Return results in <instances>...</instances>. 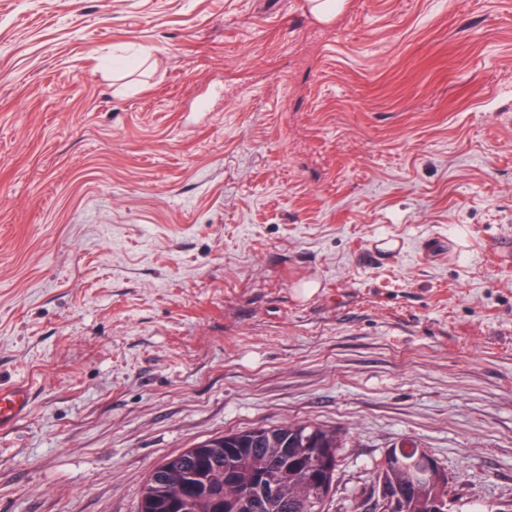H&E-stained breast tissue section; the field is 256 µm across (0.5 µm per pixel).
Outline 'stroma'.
I'll return each instance as SVG.
<instances>
[{"mask_svg": "<svg viewBox=\"0 0 512 512\" xmlns=\"http://www.w3.org/2000/svg\"><path fill=\"white\" fill-rule=\"evenodd\" d=\"M509 238L512 0H0V512L301 421L512 512ZM30 392L23 386L0 388V430L24 416L29 408Z\"/></svg>", "mask_w": 512, "mask_h": 512, "instance_id": "35a3bbf8", "label": "stroma"}]
</instances>
